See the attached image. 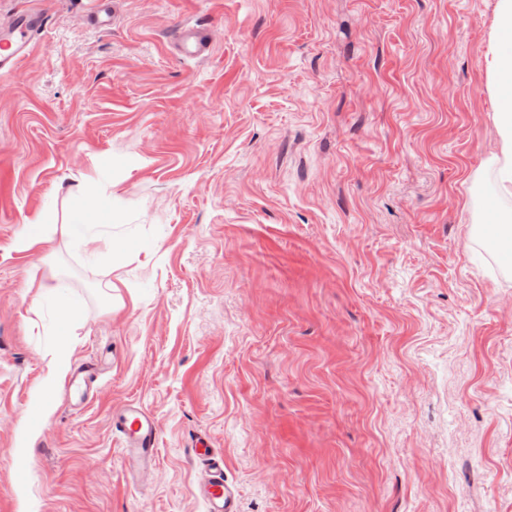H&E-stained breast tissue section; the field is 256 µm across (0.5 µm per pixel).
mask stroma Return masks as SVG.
Here are the masks:
<instances>
[{
	"label": "stroma",
	"instance_id": "35a3bbf8",
	"mask_svg": "<svg viewBox=\"0 0 512 512\" xmlns=\"http://www.w3.org/2000/svg\"><path fill=\"white\" fill-rule=\"evenodd\" d=\"M28 9L0 74V505L206 512L201 437L239 512H512V274L470 240L492 0H113L107 26L0 0V25ZM186 22L209 58L173 52ZM32 221L96 242L18 250ZM53 350L100 363L98 396L42 394ZM129 401L158 432L141 487ZM44 26V14L29 10L13 16L7 30L0 34V73L18 69L32 52ZM112 426L125 443L123 451L131 474L154 464L157 453V429L140 406L126 405L112 413Z\"/></svg>",
	"mask_w": 512,
	"mask_h": 512
}]
</instances>
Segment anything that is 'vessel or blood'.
<instances>
[{
  "label": "vessel or blood",
  "mask_w": 512,
  "mask_h": 512,
  "mask_svg": "<svg viewBox=\"0 0 512 512\" xmlns=\"http://www.w3.org/2000/svg\"><path fill=\"white\" fill-rule=\"evenodd\" d=\"M44 26V15L29 10L13 16L7 30L0 32V73L18 69L32 52ZM179 56L205 59L213 51L209 33L201 27L184 25L175 43ZM112 426L124 441L123 451L130 472H139L154 464L157 453V429L141 407L128 405L112 414ZM195 454L206 467V476L197 485V496L207 512H238L237 487L224 478V461L214 454L206 440H198Z\"/></svg>",
  "instance_id": "obj_1"
}]
</instances>
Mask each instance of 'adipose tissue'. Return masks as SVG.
Masks as SVG:
<instances>
[{"label": "adipose tissue", "instance_id": "adipose-tissue-1", "mask_svg": "<svg viewBox=\"0 0 512 512\" xmlns=\"http://www.w3.org/2000/svg\"><path fill=\"white\" fill-rule=\"evenodd\" d=\"M483 67L496 148L484 164V172L492 182L491 209L471 232L472 239L482 243L492 224L508 225L507 237L512 240V0H494Z\"/></svg>", "mask_w": 512, "mask_h": 512}]
</instances>
